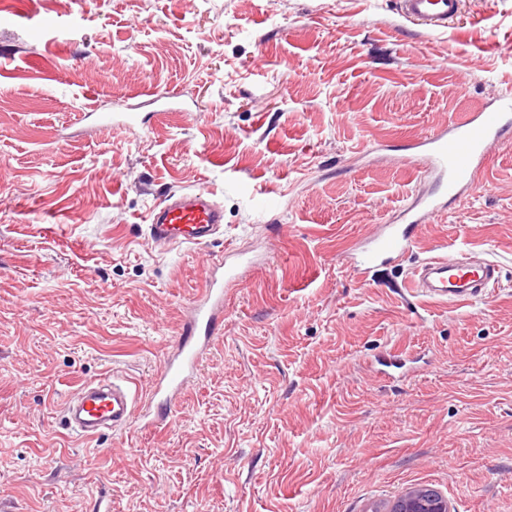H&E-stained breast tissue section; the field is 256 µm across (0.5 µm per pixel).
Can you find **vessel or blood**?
<instances>
[{"mask_svg": "<svg viewBox=\"0 0 512 512\" xmlns=\"http://www.w3.org/2000/svg\"><path fill=\"white\" fill-rule=\"evenodd\" d=\"M461 0H394L398 13L410 23L430 30L447 27L459 12ZM138 132L154 128V112L93 113L94 122L105 119ZM512 137V88L477 112H468L445 126L413 138L407 148L420 161L419 171L435 183L432 191L418 193L401 211L397 223L377 225L350 253L351 266L359 277L375 267L400 262L414 248L415 231L449 201L466 196L477 184L493 144ZM224 209L203 188L164 194L148 215L147 230L161 248L204 245L220 231ZM250 262L236 251L203 272V288L189 306L180 336L159 371L151 405L139 407L129 380L104 375L75 388L63 407L64 426L80 442L100 439L109 431L140 427L155 430L170 416L185 384L224 321V294L242 287ZM410 293L449 305L466 304L487 296L499 286L496 265L481 260L464 266L455 253L426 259L403 282Z\"/></svg>", "mask_w": 512, "mask_h": 512, "instance_id": "b4317fda", "label": "vessel or blood"}]
</instances>
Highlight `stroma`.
Listing matches in <instances>:
<instances>
[{
  "instance_id": "1",
  "label": "stroma",
  "mask_w": 512,
  "mask_h": 512,
  "mask_svg": "<svg viewBox=\"0 0 512 512\" xmlns=\"http://www.w3.org/2000/svg\"><path fill=\"white\" fill-rule=\"evenodd\" d=\"M509 85L512 0L439 31L393 0H0V512H375L421 485L512 512V140L400 266L348 258L424 187L398 150ZM149 92L176 97L154 130L83 118ZM197 188L223 234L154 247L148 211ZM227 249L263 263L170 420L69 439L76 384L148 396ZM455 250L500 288L402 291Z\"/></svg>"
}]
</instances>
